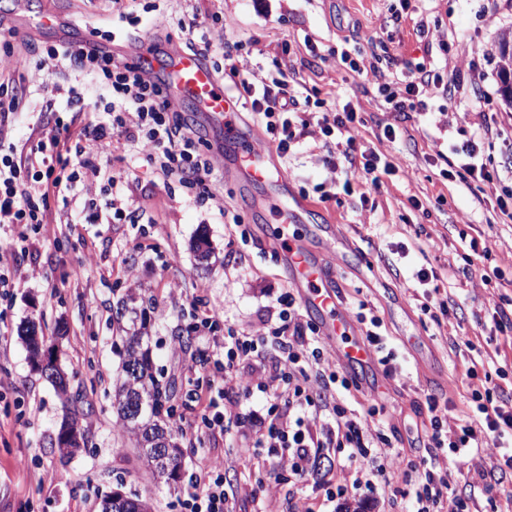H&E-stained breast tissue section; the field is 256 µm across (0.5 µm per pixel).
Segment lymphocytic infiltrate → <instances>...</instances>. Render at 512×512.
<instances>
[{
    "instance_id": "lymphocytic-infiltrate-1",
    "label": "lymphocytic infiltrate",
    "mask_w": 512,
    "mask_h": 512,
    "mask_svg": "<svg viewBox=\"0 0 512 512\" xmlns=\"http://www.w3.org/2000/svg\"><path fill=\"white\" fill-rule=\"evenodd\" d=\"M188 42L205 52L220 50L225 60L230 61L229 73L236 81L242 109L262 120L265 134L279 155H287L293 144L307 137L333 141V148L328 149L322 161L331 171L342 174L333 183L335 191L359 193L365 202L373 190L379 189L383 176L395 173L393 163L358 141L354 129L360 118L353 101H346L342 110L331 116L316 112L300 115L298 97L289 92L285 81L252 73L245 75L233 65L238 46L224 32L192 27L188 30ZM12 64L17 69L33 64L40 70L61 67L102 77L114 114L111 120L100 121L85 131V138L96 148L92 154L79 145L72 149L60 147L56 131L66 126L60 115L54 119L55 133L38 139L25 150L9 147L7 154L0 156V224H43L51 208V195L65 196L83 170L95 168L97 153L107 151L117 136L123 138L125 146L145 154L163 175L176 176L185 194L217 198L219 191L211 180V157L200 153L195 132L181 110L168 101L161 84L145 75L139 61L120 54L91 53L64 41L48 48L38 62L19 56ZM441 81V75L421 65L395 86L380 88L379 93L387 110L401 118L408 112L427 110L424 95L429 86ZM448 151L458 158L456 174L460 180L512 199V186L497 180L475 145H452ZM286 301L288 317L276 329L286 356L284 368L237 375V361L257 352L259 339L231 333L224 338L223 379L230 382L241 377L246 384L272 397L278 396L283 385L292 386L291 399L270 420L259 445L267 449L272 468H288L303 477L313 468L324 444L368 448L372 445V434L354 417L340 416L331 424L322 420L317 405L329 385L345 389L349 382L339 377L325 360L319 349L320 330L302 321L296 297L287 296ZM470 401L468 414L458 416L450 400L426 395L432 451L420 462V473L407 491L414 512H433L437 507L444 512H458L449 480V459H469V481L485 493L496 488L497 475L512 470V394L503 389L485 396L475 392ZM401 464L398 448L384 443L379 457L367 462L364 478L354 479L353 485L366 493L387 489ZM222 468V463H215L196 477L194 489L185 501L187 512H225Z\"/></svg>"
}]
</instances>
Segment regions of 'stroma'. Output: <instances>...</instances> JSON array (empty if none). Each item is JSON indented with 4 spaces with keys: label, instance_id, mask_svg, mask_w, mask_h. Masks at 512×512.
Returning <instances> with one entry per match:
<instances>
[{
    "label": "stroma",
    "instance_id": "stroma-1",
    "mask_svg": "<svg viewBox=\"0 0 512 512\" xmlns=\"http://www.w3.org/2000/svg\"><path fill=\"white\" fill-rule=\"evenodd\" d=\"M46 8L66 19L80 17L85 39L108 45L144 37L159 49L181 44L182 25L199 24L215 12L247 68L274 76L287 65L289 86L308 90V111L333 112L352 98L365 119L359 139L397 169L369 202L356 193L321 201L333 178L321 161V142L306 139L277 164L291 192L315 205L308 244L333 269V286L349 314L366 302L381 333L399 349L407 374L403 381L385 382L376 366L351 372L335 344L326 342L325 357L352 382L327 406L354 410L402 448L407 461L419 463L428 444L425 394L452 399L462 415L471 390L486 385L484 377L465 378L466 361L451 337H469L475 352L512 360V331L492 322L495 309L512 304V218L502 213L496 196L448 176L446 163L435 157L436 145L473 139L479 113L488 108L497 128L512 133V107L499 92V65L483 58L501 32L512 31V0H124L123 22L112 0H0V28L15 33L10 49L0 48V78L32 89L11 118L8 139L19 146L51 129L55 112L65 107L63 99L37 91L47 71H17L10 64L11 55L33 58L38 48L56 43L55 34L38 32L31 23ZM401 8L407 17L397 28L391 15ZM159 9L175 19L160 34L154 24ZM420 22L430 25L428 37L416 33ZM349 41L364 58L361 72L333 60L320 62L307 48L312 42L321 52H339ZM420 63L459 85L457 108L449 110L441 87L432 86L427 111L397 120L377 88L394 84L403 67ZM63 78L82 85L84 94L82 111L64 134L72 143L102 117L105 104L89 78L71 72ZM184 116L211 148L221 199L172 196L174 178L144 155L117 147L101 155L99 173L83 172L81 181L99 189L109 174H122L129 188L121 206L133 211V219L102 223L87 211H62L55 202L39 232L0 225V272L15 282L0 299V512H99L100 494L116 487L151 497L154 512H182L188 476L211 461L224 464L229 512H292L302 498L311 512H345L357 505L365 512H406L405 499L388 491L351 490L328 499L327 489L355 471L345 448L320 449L302 482L265 471L262 458L247 447L263 429L269 399L232 382L213 383L210 372L199 370L200 362L223 354L225 329L253 333L279 310V297L292 285L269 240L273 217L250 205L266 187L226 175L230 156L223 133L192 110ZM392 123L400 134L390 142L380 132ZM234 214L240 225L229 223ZM202 233L211 253L206 260L192 249ZM421 268L436 272L438 296L449 303L447 317L435 319L421 308L423 288L414 276ZM131 292L148 300L154 375L161 384L175 385L176 412L185 420L176 437L186 481L175 490L154 486L125 443L112 408V384L121 366L112 348V314L117 300ZM211 304L220 318L204 336L196 323ZM31 319L44 335L64 337L61 362L70 391L91 405L82 420L90 451L63 458L50 446L67 411L54 386L30 366L19 328ZM187 334L193 341L185 348L180 338ZM209 394L232 407L233 424L224 434L199 436L192 427ZM470 467L462 459L449 466L462 512H512L506 498L512 474L503 477L500 492L489 495L470 489Z\"/></svg>",
    "mask_w": 512,
    "mask_h": 512
}]
</instances>
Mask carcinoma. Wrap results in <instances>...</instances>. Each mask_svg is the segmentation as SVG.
<instances>
[{"mask_svg":"<svg viewBox=\"0 0 512 512\" xmlns=\"http://www.w3.org/2000/svg\"><path fill=\"white\" fill-rule=\"evenodd\" d=\"M508 40L512 42V35H501L496 42V50L501 63V96L506 103L512 106V88L507 86L506 74V69L512 68V57L506 58L503 51L504 43ZM112 319L117 324V329L124 333V336L120 337L123 348L121 375L112 386V407L116 410L117 423L132 447L136 449L141 464L151 481L157 485L165 484L176 487L181 480L179 467L183 455L179 443L175 441L171 443V448L167 449L169 456V465L167 466L157 462L145 450V442L149 440L151 432L159 436L166 434L170 438L175 437L172 409L165 407V404L173 399L174 386L170 384L164 386L159 383L153 372L150 342H139L141 329L146 327L147 318L141 317L138 324L132 318L126 323L124 322L125 315L117 309L112 314ZM132 364L140 367V375L129 376V367ZM57 390L69 405V410L74 418L77 419L84 415L82 401L69 393L67 385L62 384L57 387ZM131 399L144 401L149 410L150 426L139 427L127 420L125 406ZM100 506L101 512H152L150 502L137 495L117 503L110 501V495L106 493L101 497Z\"/></svg>","mask_w":512,"mask_h":512,"instance_id":"carcinoma-1","label":"carcinoma"}]
</instances>
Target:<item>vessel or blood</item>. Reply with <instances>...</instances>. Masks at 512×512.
I'll use <instances>...</instances> for the list:
<instances>
[{
    "mask_svg": "<svg viewBox=\"0 0 512 512\" xmlns=\"http://www.w3.org/2000/svg\"><path fill=\"white\" fill-rule=\"evenodd\" d=\"M132 51L146 63L157 64L158 80L165 86L170 101L176 104L190 102L194 112L223 127L224 142L234 154L238 171L247 181L270 185V196L255 201L254 206L272 212L277 221L271 238L283 254L290 283L299 289L303 305L319 315L325 336L344 343V358L348 364L371 362L370 348L349 336L345 305L331 284L330 269L301 244L302 234L298 226L309 212L308 203L289 192L287 176L272 165V150L257 148L255 130L233 122L237 106L204 55L175 46L158 56L146 39L139 40Z\"/></svg>",
    "mask_w": 512,
    "mask_h": 512,
    "instance_id": "1",
    "label": "vessel or blood"
}]
</instances>
